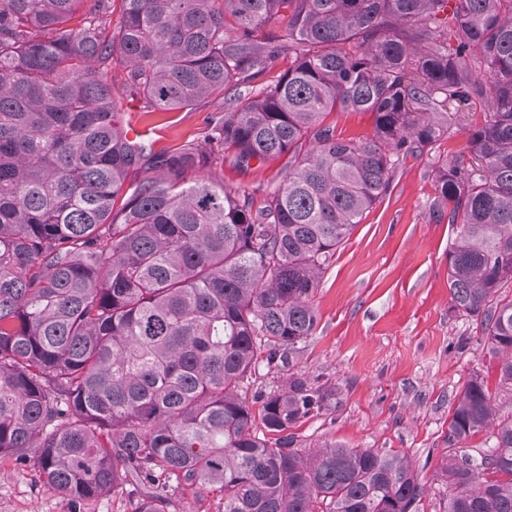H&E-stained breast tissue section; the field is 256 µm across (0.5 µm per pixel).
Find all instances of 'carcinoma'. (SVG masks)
Segmentation results:
<instances>
[{
    "label": "carcinoma",
    "mask_w": 512,
    "mask_h": 512,
    "mask_svg": "<svg viewBox=\"0 0 512 512\" xmlns=\"http://www.w3.org/2000/svg\"><path fill=\"white\" fill-rule=\"evenodd\" d=\"M121 2L109 33L112 0H0V456L74 500L130 481L133 512H166L173 482L218 512H420L407 454L299 446L335 389L250 387L313 335L325 267L452 103L485 116L434 164L432 218L459 225L451 311L480 319L498 381L454 401L439 479L444 512H512V0ZM118 69L149 112H228L156 149L122 124ZM228 152L288 172L230 188ZM327 121L336 123L338 133L345 138L366 137L373 131L372 115L369 113L336 112Z\"/></svg>",
    "instance_id": "obj_1"
}]
</instances>
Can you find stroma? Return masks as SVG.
I'll return each instance as SVG.
<instances>
[{"mask_svg":"<svg viewBox=\"0 0 512 512\" xmlns=\"http://www.w3.org/2000/svg\"><path fill=\"white\" fill-rule=\"evenodd\" d=\"M217 104L190 110L143 113L124 102L122 116L155 148H174L201 131ZM482 113L461 112L450 137L431 155L399 163L385 200L338 248L312 295L318 325L292 356V369L316 383L336 387V407L298 431L301 447L335 442L408 454L428 487L424 512H442L437 469L448 413L473 373L488 385L496 363L482 341L476 318L450 309L448 248L456 225L435 222L431 173L436 159L463 149L460 129L481 122ZM283 163L224 166L230 187L272 190ZM127 489L73 501L45 487L32 464L0 457V512H132Z\"/></svg>","mask_w":512,"mask_h":512,"instance_id":"stroma-1","label":"stroma"}]
</instances>
